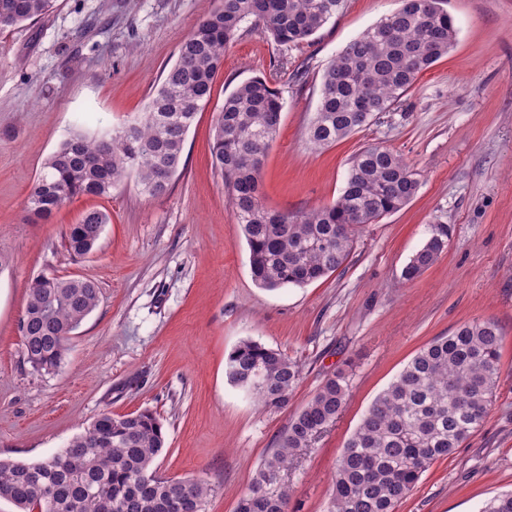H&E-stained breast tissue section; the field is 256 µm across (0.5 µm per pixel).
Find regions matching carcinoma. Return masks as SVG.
<instances>
[{
  "mask_svg": "<svg viewBox=\"0 0 512 512\" xmlns=\"http://www.w3.org/2000/svg\"><path fill=\"white\" fill-rule=\"evenodd\" d=\"M402 6L350 42L325 66L308 141L329 147L388 112L419 74L448 54L457 29L440 0H401ZM54 0H0V29L33 22ZM342 0H220L182 41L175 62L146 109L119 129L87 135L83 123L50 155L28 198V211L50 219L77 196L104 197L128 178L152 197L167 194L178 172L186 135L211 97L224 51L250 22L268 40L288 46L308 40L340 10ZM284 107L281 93L263 78L238 85L214 126L212 163L249 250L255 283L264 289L305 286L339 269L355 230L376 224L408 205L418 172L391 150L366 146L349 161L345 186L333 202L307 212L270 210L262 192V164L275 140ZM167 174L168 180L162 179ZM106 212H85L67 233L76 257L93 252ZM448 247V225L434 224L402 270L412 281ZM87 278L36 276L28 286L21 330L27 362L57 369L69 333L98 306ZM503 333L493 320H472L418 351L374 398L336 460L329 512H395L421 475L452 454L486 419L500 377ZM231 385L264 406L288 402L301 377L299 365L279 350L252 340L230 352ZM259 375L261 383L250 385ZM349 393L348 375L327 378L292 418L278 448L240 494L235 512H288L290 489L282 478L297 452L336 422ZM102 435L87 441L91 431ZM166 448L161 421L149 411L108 412L52 455L33 463L0 461V500L17 512H176L179 483L190 485L196 512L212 492L202 479L157 473ZM481 512H512V492L488 500Z\"/></svg>",
  "mask_w": 512,
  "mask_h": 512,
  "instance_id": "1",
  "label": "carcinoma"
}]
</instances>
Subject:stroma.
<instances>
[{
	"label": "stroma",
	"mask_w": 512,
	"mask_h": 512,
	"mask_svg": "<svg viewBox=\"0 0 512 512\" xmlns=\"http://www.w3.org/2000/svg\"><path fill=\"white\" fill-rule=\"evenodd\" d=\"M218 3L56 0L43 18L0 31V249L11 257L0 270V460H41L102 413L149 409L167 433L159 475L203 479L214 489L206 512H234L291 418L342 371L350 389L341 415L284 474L291 512H328L336 459L377 394L433 339L491 318L504 341L486 420L396 507L480 512L512 490V0H445L457 29L448 55L379 120L325 148L307 139L323 69L399 0H343L299 45H275L243 24L165 196L147 197L129 179L109 196L71 199L49 221L29 219V193L75 122L93 134L143 112L182 40ZM253 77L284 101L263 167L269 208L300 213L332 202L350 158L368 145L420 175L407 206L360 229L345 263L305 286L255 284L211 165L224 100ZM91 209L110 222L96 251L73 256L66 232ZM434 224L449 226L447 249L403 280ZM42 273L88 278L100 289L50 373L31 368L19 329L27 287ZM246 339L300 365L286 406L262 408L228 382L227 357Z\"/></svg>",
	"instance_id": "35a3bbf8"
}]
</instances>
